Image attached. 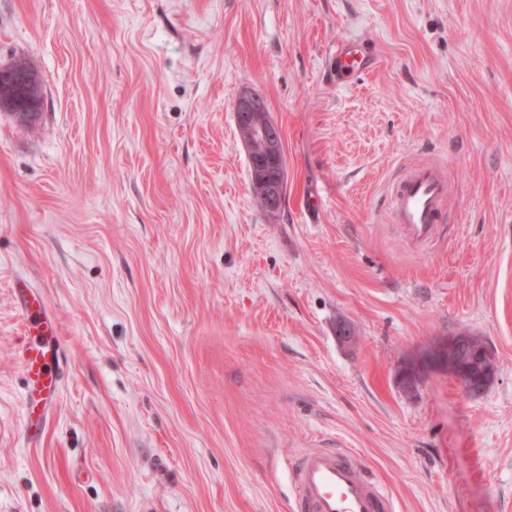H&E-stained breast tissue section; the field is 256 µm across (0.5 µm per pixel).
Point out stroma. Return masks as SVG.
Listing matches in <instances>:
<instances>
[{"label":"stroma","mask_w":512,"mask_h":512,"mask_svg":"<svg viewBox=\"0 0 512 512\" xmlns=\"http://www.w3.org/2000/svg\"><path fill=\"white\" fill-rule=\"evenodd\" d=\"M351 37L376 62L339 87ZM19 59L43 100L0 109V512H290L327 447L398 512H512V0H0ZM249 91L282 135L273 215ZM414 163L450 177L430 250L386 196ZM19 280L65 353L34 445ZM460 335L494 356L483 393ZM235 112L237 124L245 133L244 140L251 159L253 194H258L267 211L274 213L280 206L281 198H285V166L281 156L280 131L254 92L244 93L238 98ZM267 164L277 165L279 176L259 179L258 174L265 170ZM259 198L254 197L260 208L266 211ZM448 365L460 382L470 390L482 393L492 380L487 381L483 376L492 375L495 371L494 361L488 352L480 345L472 343L470 336H457L448 344ZM477 372L480 376H475ZM483 386H485L483 388Z\"/></svg>","instance_id":"stroma-1"}]
</instances>
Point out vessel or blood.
<instances>
[{
    "instance_id": "vessel-or-blood-1",
    "label": "vessel or blood",
    "mask_w": 512,
    "mask_h": 512,
    "mask_svg": "<svg viewBox=\"0 0 512 512\" xmlns=\"http://www.w3.org/2000/svg\"><path fill=\"white\" fill-rule=\"evenodd\" d=\"M448 179L437 167L404 170L392 187L391 209L408 243H431L446 213ZM27 336L17 357L26 381V427L41 434L56 404L63 345L42 297L21 295ZM291 512H397L384 485L370 477L359 456L346 448H315L292 468Z\"/></svg>"
}]
</instances>
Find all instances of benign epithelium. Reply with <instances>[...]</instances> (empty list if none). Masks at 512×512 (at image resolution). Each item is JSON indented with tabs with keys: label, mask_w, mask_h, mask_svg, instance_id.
Masks as SVG:
<instances>
[{
	"label": "benign epithelium",
	"mask_w": 512,
	"mask_h": 512,
	"mask_svg": "<svg viewBox=\"0 0 512 512\" xmlns=\"http://www.w3.org/2000/svg\"><path fill=\"white\" fill-rule=\"evenodd\" d=\"M41 87L40 76L34 69L0 68V106L24 123L40 110ZM235 112L237 124L245 133L252 170L256 174L253 194L259 195L267 211L274 213L285 192L280 131L253 92L238 98ZM448 365L469 390L483 388L485 376L496 371L488 350L473 344L470 337L464 335L455 337L448 344Z\"/></svg>",
	"instance_id": "benign-epithelium-1"
}]
</instances>
